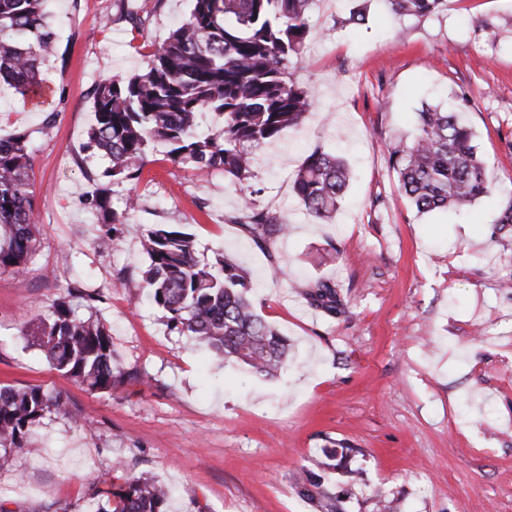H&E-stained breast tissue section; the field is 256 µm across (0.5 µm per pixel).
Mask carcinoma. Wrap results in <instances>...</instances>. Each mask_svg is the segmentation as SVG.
Returning a JSON list of instances; mask_svg holds the SVG:
<instances>
[{
    "mask_svg": "<svg viewBox=\"0 0 512 512\" xmlns=\"http://www.w3.org/2000/svg\"><path fill=\"white\" fill-rule=\"evenodd\" d=\"M47 0H0V82L22 100L42 86L41 66L54 54L56 32ZM396 17H424L446 0H384ZM311 0H193L186 20L150 54L146 69L126 79L101 82L93 103L88 146L110 162L112 183L137 180L160 145L169 159L206 176L215 170L243 182L255 152L300 125L313 106L311 91L293 78L292 66L311 32ZM206 113L224 118L217 133L200 129ZM390 164L399 190L419 214L459 210L490 192L486 162L471 128L451 109L425 104L416 135L399 142ZM33 153L30 134L0 138V272L20 279L37 250ZM352 180L346 161L315 150L301 163L293 190L307 212L322 223L336 216ZM102 224H121L108 190L91 196ZM236 223L266 243L288 225L249 199ZM149 266L142 279H128L132 294L146 293L171 328L205 342L215 360L244 364L256 376L273 377L288 360V338L255 311L248 296L251 273L231 254L214 264L197 258L193 235L173 224H157L143 237ZM312 305L336 312V283L319 280ZM75 288L56 299L49 314L23 326L50 366L91 390H110L131 379L112 351L105 324ZM69 414L68 402L38 385L0 387V450H27V435L48 414ZM297 492L318 512H338L336 493L307 470ZM169 489L151 479L129 478L112 491V510L167 512Z\"/></svg>",
    "mask_w": 512,
    "mask_h": 512,
    "instance_id": "1",
    "label": "carcinoma"
}]
</instances>
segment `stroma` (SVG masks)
I'll return each instance as SVG.
<instances>
[{"instance_id":"1","label":"stroma","mask_w":512,"mask_h":512,"mask_svg":"<svg viewBox=\"0 0 512 512\" xmlns=\"http://www.w3.org/2000/svg\"><path fill=\"white\" fill-rule=\"evenodd\" d=\"M314 0L295 78L314 107L259 150L252 176L198 177L154 150L140 179L115 186L123 224L98 223L87 199L109 162L86 150L99 83L143 71L191 0H48L56 54L45 104L0 85V136L31 135L39 249L25 283L0 272V385L61 393L78 419L53 414L27 454L0 459V512H81L106 501L99 477H145L172 489L167 512H311L293 486L322 449L344 512H512V225L492 219L512 198V0H448L438 14L390 16L369 0ZM463 114L490 192L458 212L419 214L389 164L423 104ZM342 154L355 179L335 219L301 207L293 178L315 149ZM138 205L126 210L127 196ZM290 226L257 245L236 224L243 198ZM155 224L192 233L200 262L230 252L251 270L257 314L286 336L281 375L211 363L205 343L171 330L123 283L148 266ZM336 283L331 316L308 284ZM93 294L112 349L139 374L92 391L48 364L25 322L67 286Z\"/></svg>"}]
</instances>
